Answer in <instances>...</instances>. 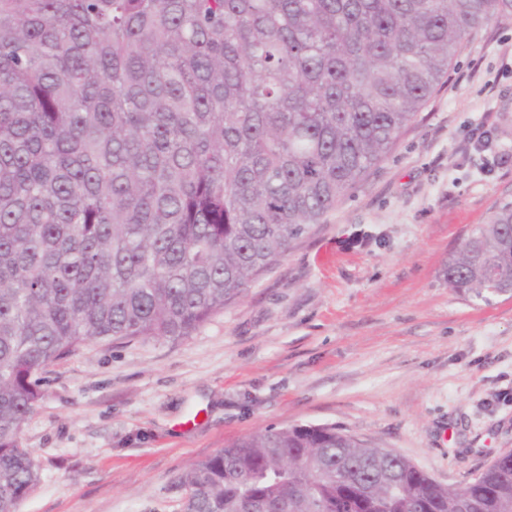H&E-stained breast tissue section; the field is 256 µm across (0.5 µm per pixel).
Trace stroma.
Masks as SVG:
<instances>
[{
  "label": "stroma",
  "mask_w": 512,
  "mask_h": 512,
  "mask_svg": "<svg viewBox=\"0 0 512 512\" xmlns=\"http://www.w3.org/2000/svg\"><path fill=\"white\" fill-rule=\"evenodd\" d=\"M504 151L510 15L478 29L387 158L244 298L188 338L91 344L40 373L20 438L40 479L19 512H181L191 463L270 426L336 425L451 489L512 452V298L474 302L442 277L512 198Z\"/></svg>",
  "instance_id": "1"
}]
</instances>
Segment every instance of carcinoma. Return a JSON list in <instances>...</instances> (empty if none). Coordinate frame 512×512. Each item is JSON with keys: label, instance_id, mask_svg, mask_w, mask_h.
Listing matches in <instances>:
<instances>
[{"label": "carcinoma", "instance_id": "obj_1", "mask_svg": "<svg viewBox=\"0 0 512 512\" xmlns=\"http://www.w3.org/2000/svg\"><path fill=\"white\" fill-rule=\"evenodd\" d=\"M512 0H0V512L39 482L38 373L191 336L323 222ZM442 276L512 296V200ZM182 512H512V453L465 486L331 425L239 438Z\"/></svg>", "mask_w": 512, "mask_h": 512}]
</instances>
